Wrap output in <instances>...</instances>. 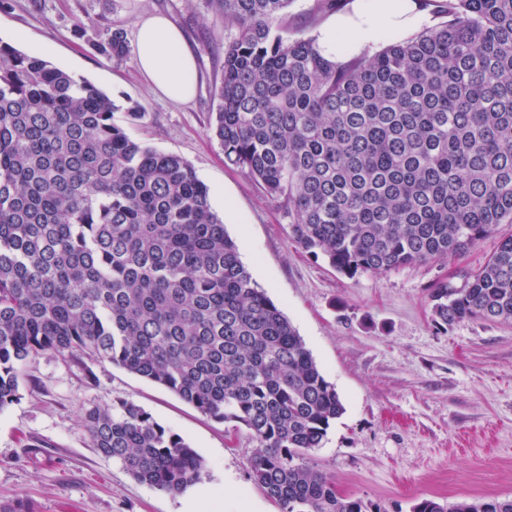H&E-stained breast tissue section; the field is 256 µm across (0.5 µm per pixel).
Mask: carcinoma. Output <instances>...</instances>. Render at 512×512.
Listing matches in <instances>:
<instances>
[{
    "label": "carcinoma",
    "mask_w": 512,
    "mask_h": 512,
    "mask_svg": "<svg viewBox=\"0 0 512 512\" xmlns=\"http://www.w3.org/2000/svg\"><path fill=\"white\" fill-rule=\"evenodd\" d=\"M438 22L336 63L292 26L290 0H214L224 160L337 272L460 256L512 224V0H432ZM128 52L113 29L95 44ZM92 83L0 42V410L46 351L107 361L247 429L250 479L279 512H379L305 464L344 412L291 321L240 259L182 157L133 138ZM433 319L512 321V236ZM94 447L140 483L202 481L196 451L125 401L83 414ZM412 512H512V499Z\"/></svg>",
    "instance_id": "cac0c4a2"
}]
</instances>
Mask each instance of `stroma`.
<instances>
[{
    "label": "stroma",
    "mask_w": 512,
    "mask_h": 512,
    "mask_svg": "<svg viewBox=\"0 0 512 512\" xmlns=\"http://www.w3.org/2000/svg\"><path fill=\"white\" fill-rule=\"evenodd\" d=\"M158 13L182 31L198 69L195 94L176 102L154 94L135 52L115 61L95 51L107 30ZM83 32H76V25ZM232 35L213 0H5L0 41L37 51L51 65L92 82L118 104L116 123L181 156L210 189L253 279L304 339L345 411L332 422L309 467L341 492L381 512H411L439 497L512 499V323L434 322L428 293L481 267L512 224L463 257L384 274H339L289 237L288 219L260 187L227 165L210 131ZM143 116L128 123L125 110ZM125 400L180 435L204 460L201 482L170 494L134 480L94 448L86 409ZM253 443L245 429L202 415L163 386L109 362L46 352L24 368L21 397L0 410V505L11 512H186L205 491L221 512H279L250 480Z\"/></svg>",
    "instance_id": "1"
}]
</instances>
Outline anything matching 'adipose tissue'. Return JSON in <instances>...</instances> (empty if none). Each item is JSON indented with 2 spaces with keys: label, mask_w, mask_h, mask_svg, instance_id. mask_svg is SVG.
Segmentation results:
<instances>
[{
  "label": "adipose tissue",
  "mask_w": 512,
  "mask_h": 512,
  "mask_svg": "<svg viewBox=\"0 0 512 512\" xmlns=\"http://www.w3.org/2000/svg\"><path fill=\"white\" fill-rule=\"evenodd\" d=\"M429 20L421 0H351L346 11L326 18L315 38L322 56L342 62L375 51L385 41L407 40ZM136 54L154 91L175 101L192 97L198 78L195 58L167 17L154 14L138 21Z\"/></svg>",
  "instance_id": "ef3b65f1"
}]
</instances>
